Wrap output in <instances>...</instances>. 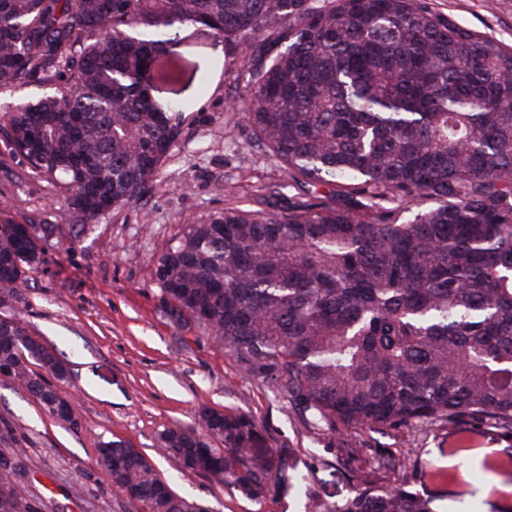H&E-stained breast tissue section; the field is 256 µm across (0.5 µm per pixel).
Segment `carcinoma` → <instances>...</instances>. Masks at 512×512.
Instances as JSON below:
<instances>
[{
  "label": "carcinoma",
  "mask_w": 512,
  "mask_h": 512,
  "mask_svg": "<svg viewBox=\"0 0 512 512\" xmlns=\"http://www.w3.org/2000/svg\"><path fill=\"white\" fill-rule=\"evenodd\" d=\"M202 31L241 58L251 140L298 194H329L184 225L153 272L170 316L315 428L490 420L512 436V49L425 0H0V93L54 85L10 113L11 154L84 223L139 199L184 123L151 96L154 56ZM41 253L0 220L1 308ZM0 366L55 416L68 368L15 316ZM198 425L164 430L158 451L249 499L306 488L294 449L270 451L251 416L204 408ZM97 463L128 512H210L129 442H103ZM19 476L0 460V512H35ZM326 512L432 510L403 478Z\"/></svg>",
  "instance_id": "obj_1"
}]
</instances>
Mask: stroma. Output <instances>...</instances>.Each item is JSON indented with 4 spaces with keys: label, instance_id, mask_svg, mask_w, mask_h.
I'll return each mask as SVG.
<instances>
[{
    "label": "stroma",
    "instance_id": "stroma-1",
    "mask_svg": "<svg viewBox=\"0 0 512 512\" xmlns=\"http://www.w3.org/2000/svg\"><path fill=\"white\" fill-rule=\"evenodd\" d=\"M433 11L512 46V0H427ZM177 81H158L155 97L187 101L182 135L161 177L139 200L81 224L56 200L57 191L32 175L0 135V203L40 236L42 261L28 274L11 314L53 349L69 369L62 390L74 397L78 425L61 428L37 401L0 378V452L25 449L19 492L39 512H127L124 496L96 463L100 442L125 440L154 465L172 490L213 512H316L341 504L367 482L410 477L433 512H512V438L494 423L455 434L433 424L368 433L358 459H340L355 432L310 427L307 416L268 383L247 375L202 328L168 317L152 270L183 225L223 212L228 203L268 213L286 206L291 191L284 168L253 145L243 115L237 58L222 39L205 34L175 48ZM235 192L226 198L225 189ZM252 416L269 446L297 451V469L310 477V494L268 493L247 499L182 472L156 451L166 428H191L201 409ZM399 460L397 472L380 468ZM447 470L487 463L481 478L451 481L422 476L425 463Z\"/></svg>",
    "mask_w": 512,
    "mask_h": 512
}]
</instances>
